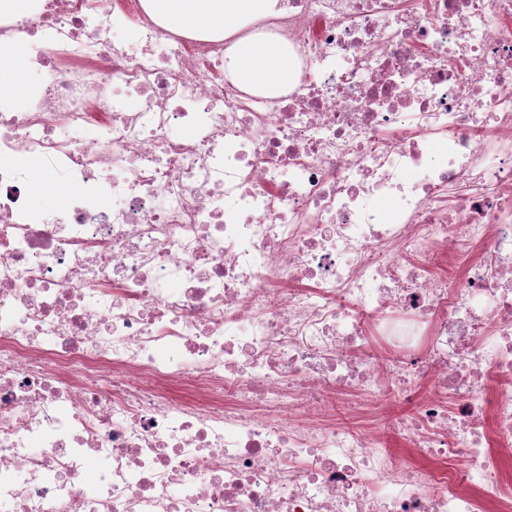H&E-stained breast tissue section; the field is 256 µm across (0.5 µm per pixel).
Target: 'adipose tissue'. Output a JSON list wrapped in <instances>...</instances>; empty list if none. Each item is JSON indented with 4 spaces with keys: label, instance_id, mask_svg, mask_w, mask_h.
Wrapping results in <instances>:
<instances>
[{
    "label": "adipose tissue",
    "instance_id": "1",
    "mask_svg": "<svg viewBox=\"0 0 512 512\" xmlns=\"http://www.w3.org/2000/svg\"><path fill=\"white\" fill-rule=\"evenodd\" d=\"M148 8L176 31L230 39L226 66L240 88L284 89L293 82L287 43L252 30L254 24L280 15L277 0H148Z\"/></svg>",
    "mask_w": 512,
    "mask_h": 512
}]
</instances>
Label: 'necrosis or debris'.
Returning a JSON list of instances; mask_svg holds the SVG:
<instances>
[{
  "label": "necrosis or debris",
  "mask_w": 512,
  "mask_h": 512,
  "mask_svg": "<svg viewBox=\"0 0 512 512\" xmlns=\"http://www.w3.org/2000/svg\"><path fill=\"white\" fill-rule=\"evenodd\" d=\"M146 2L0 8V512H512V0H283L275 95ZM27 65V59L23 53L17 50L0 49V76L11 77L10 89L14 94L22 92L25 79L27 81H33L37 78V74L27 67L26 73L25 68ZM26 172H27L30 182L34 188V194L31 199V205H32L33 209L40 208L41 205L43 204V202L46 200L43 192H47V193L57 192L56 194L65 193V197H64L62 203H57V204H60L59 206H62L68 201L69 197L72 194H74L78 191V188L73 185L56 186L49 182V179L46 177V175H45V178H44V181L42 182V184L36 185L32 179L31 168L27 169Z\"/></svg>",
  "instance_id": "obj_1"
}]
</instances>
